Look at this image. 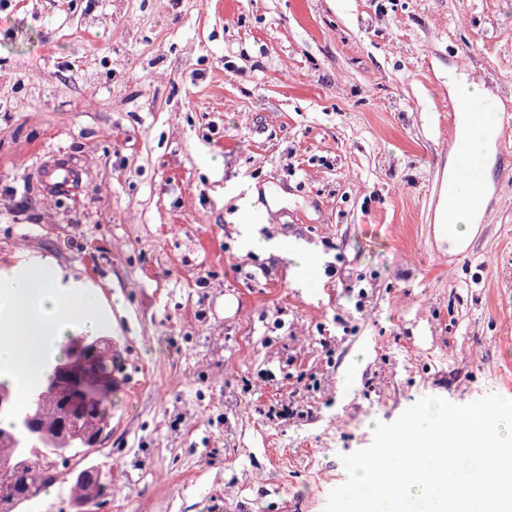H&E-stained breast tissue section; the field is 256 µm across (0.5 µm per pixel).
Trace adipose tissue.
Listing matches in <instances>:
<instances>
[{"instance_id":"adipose-tissue-1","label":"adipose tissue","mask_w":512,"mask_h":512,"mask_svg":"<svg viewBox=\"0 0 512 512\" xmlns=\"http://www.w3.org/2000/svg\"><path fill=\"white\" fill-rule=\"evenodd\" d=\"M494 130V124L484 119L465 127L468 152L454 162L459 208L451 221L453 240L467 237L474 205L486 201V170L477 160L485 154ZM261 220V213L254 211L249 222L241 225L243 250L286 255L295 284L313 281L321 265L320 255L298 239H263L256 229ZM110 316L97 292L65 278L47 261L31 257L0 271V385L15 393L18 402H26L45 371L64 359L69 338L100 335Z\"/></svg>"}]
</instances>
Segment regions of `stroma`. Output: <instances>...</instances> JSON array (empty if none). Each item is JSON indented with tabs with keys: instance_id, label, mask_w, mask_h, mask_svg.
I'll list each match as a JSON object with an SVG mask.
<instances>
[{
	"instance_id": "obj_1",
	"label": "stroma",
	"mask_w": 512,
	"mask_h": 512,
	"mask_svg": "<svg viewBox=\"0 0 512 512\" xmlns=\"http://www.w3.org/2000/svg\"><path fill=\"white\" fill-rule=\"evenodd\" d=\"M452 72L512 107V0L0 6V267L85 278L125 358L111 434L27 512H323L376 423L512 398V179L467 243L431 220ZM252 190L316 283L243 251Z\"/></svg>"
}]
</instances>
